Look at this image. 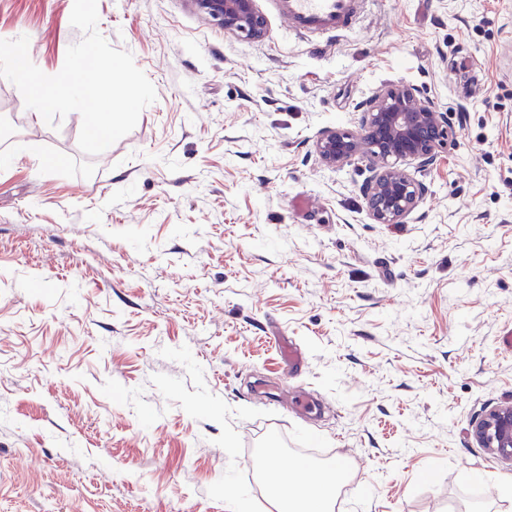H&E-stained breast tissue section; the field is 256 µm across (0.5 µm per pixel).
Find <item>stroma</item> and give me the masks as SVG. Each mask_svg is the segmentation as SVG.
I'll list each match as a JSON object with an SVG mask.
<instances>
[{"instance_id":"obj_1","label":"stroma","mask_w":512,"mask_h":512,"mask_svg":"<svg viewBox=\"0 0 512 512\" xmlns=\"http://www.w3.org/2000/svg\"><path fill=\"white\" fill-rule=\"evenodd\" d=\"M257 6L246 40L187 0H97L157 98L95 156L0 77V512H267L262 448L346 465L337 512H512L473 435L512 405V0H371L312 40ZM72 7L0 0V39L57 74ZM397 81L458 136L379 224L368 158L314 140L360 136Z\"/></svg>"}]
</instances>
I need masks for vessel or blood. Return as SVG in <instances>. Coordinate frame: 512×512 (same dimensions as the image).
<instances>
[{
  "mask_svg": "<svg viewBox=\"0 0 512 512\" xmlns=\"http://www.w3.org/2000/svg\"><path fill=\"white\" fill-rule=\"evenodd\" d=\"M366 0H288V27L303 37L329 31L343 34L361 20Z\"/></svg>",
  "mask_w": 512,
  "mask_h": 512,
  "instance_id": "vessel-or-blood-1",
  "label": "vessel or blood"
}]
</instances>
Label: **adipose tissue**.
Listing matches in <instances>:
<instances>
[{"mask_svg": "<svg viewBox=\"0 0 512 512\" xmlns=\"http://www.w3.org/2000/svg\"><path fill=\"white\" fill-rule=\"evenodd\" d=\"M263 475L275 488L270 499L272 512H333L336 487L342 478L340 470L324 472L318 481L300 466L287 477L272 468L264 469Z\"/></svg>", "mask_w": 512, "mask_h": 512, "instance_id": "1", "label": "adipose tissue"}]
</instances>
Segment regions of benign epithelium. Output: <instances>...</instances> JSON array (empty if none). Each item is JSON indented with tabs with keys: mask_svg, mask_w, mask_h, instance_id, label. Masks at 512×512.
I'll use <instances>...</instances> for the list:
<instances>
[{
	"mask_svg": "<svg viewBox=\"0 0 512 512\" xmlns=\"http://www.w3.org/2000/svg\"><path fill=\"white\" fill-rule=\"evenodd\" d=\"M199 13L239 38L256 40L267 30V20L256 0H187ZM364 127L357 142L340 129H325L314 148L327 167H341L360 153L371 159V175L361 191L373 220L399 224L423 200L426 188L400 167L416 163L421 170L433 165L456 132L443 113L435 110L425 87L410 83L380 86L360 105ZM475 435L483 447L512 461V405L498 408L478 422Z\"/></svg>",
	"mask_w": 512,
	"mask_h": 512,
	"instance_id": "obj_1",
	"label": "benign epithelium"
}]
</instances>
